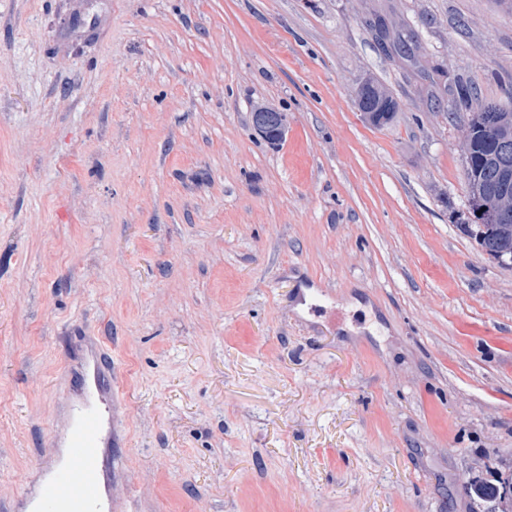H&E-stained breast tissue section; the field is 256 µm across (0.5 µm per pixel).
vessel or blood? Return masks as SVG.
<instances>
[{
	"label": "vessel or blood",
	"instance_id": "obj_1",
	"mask_svg": "<svg viewBox=\"0 0 512 512\" xmlns=\"http://www.w3.org/2000/svg\"><path fill=\"white\" fill-rule=\"evenodd\" d=\"M82 396L66 416V429L53 444L65 449V463L37 491L34 512H112L111 497L102 492L112 472L105 448L115 442L114 407L117 390L112 354L100 337H92L81 380Z\"/></svg>",
	"mask_w": 512,
	"mask_h": 512
}]
</instances>
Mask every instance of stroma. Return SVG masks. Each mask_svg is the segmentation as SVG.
I'll return each mask as SVG.
<instances>
[{"label": "stroma", "mask_w": 512, "mask_h": 512, "mask_svg": "<svg viewBox=\"0 0 512 512\" xmlns=\"http://www.w3.org/2000/svg\"><path fill=\"white\" fill-rule=\"evenodd\" d=\"M460 80L512 90L503 0H0V499L103 336L115 512H475L461 478L512 474V267L460 228ZM404 31H406L405 24L397 23L392 26L391 31L388 30L386 32V38L389 39L392 46L395 48L396 52L406 56V57H415V49H417L416 40L414 41L413 35H408V39L404 36ZM355 106L363 112L364 118L373 126L390 124L400 112V102L393 93L371 75L360 78L356 84ZM384 103L383 112H373L378 104ZM267 112H277L280 115V125L278 130L279 141L283 140L288 133V115L284 112H278L268 104H255L251 112V125L255 132L264 135V129L261 122V115Z\"/></svg>", "instance_id": "stroma-1"}]
</instances>
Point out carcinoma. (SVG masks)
<instances>
[{
  "label": "carcinoma",
  "instance_id": "obj_1",
  "mask_svg": "<svg viewBox=\"0 0 512 512\" xmlns=\"http://www.w3.org/2000/svg\"><path fill=\"white\" fill-rule=\"evenodd\" d=\"M406 26L397 23L386 32L396 52L415 56L414 36H404ZM355 106L372 125L390 124L400 111V102L393 93L371 75L356 84ZM454 111L468 113L464 125L469 141L470 163L464 170L468 209L477 213L475 223L463 225V231L473 238L491 259L512 260V207L502 210L500 200L512 198V183L499 180V169H512V93L499 101L479 102L475 86L466 81L456 85ZM468 496H476L482 504L480 512H512V502L499 496L503 482L492 483L478 476L461 481Z\"/></svg>",
  "mask_w": 512,
  "mask_h": 512
}]
</instances>
